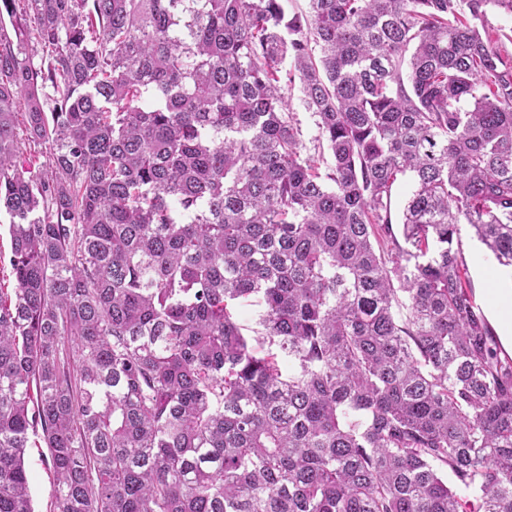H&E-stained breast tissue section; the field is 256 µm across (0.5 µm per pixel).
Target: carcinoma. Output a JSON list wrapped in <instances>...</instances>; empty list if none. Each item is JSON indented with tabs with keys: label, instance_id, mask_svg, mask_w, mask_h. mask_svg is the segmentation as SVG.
Returning a JSON list of instances; mask_svg holds the SVG:
<instances>
[{
	"label": "carcinoma",
	"instance_id": "obj_1",
	"mask_svg": "<svg viewBox=\"0 0 512 512\" xmlns=\"http://www.w3.org/2000/svg\"><path fill=\"white\" fill-rule=\"evenodd\" d=\"M491 9L0 0V512H34L35 444L48 512H512V357L461 247L512 267ZM292 108L294 116L297 120V125L300 129L301 139L307 147V153L317 157L319 155L318 150H314L313 139L316 135L315 118L311 112L305 109L301 100L300 92L296 87L292 92ZM44 448H28L25 460L30 474V491L36 512H46L51 489V474L45 463Z\"/></svg>",
	"mask_w": 512,
	"mask_h": 512
}]
</instances>
